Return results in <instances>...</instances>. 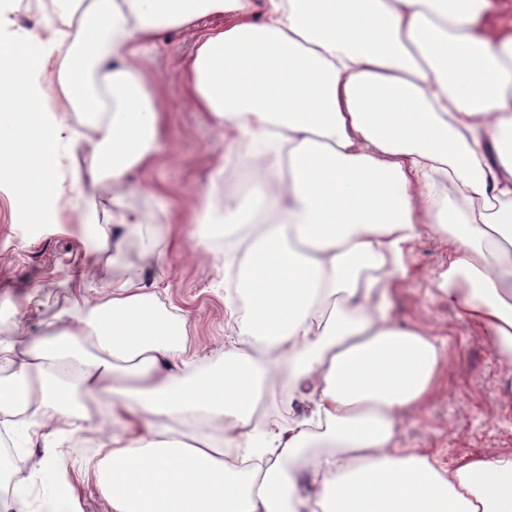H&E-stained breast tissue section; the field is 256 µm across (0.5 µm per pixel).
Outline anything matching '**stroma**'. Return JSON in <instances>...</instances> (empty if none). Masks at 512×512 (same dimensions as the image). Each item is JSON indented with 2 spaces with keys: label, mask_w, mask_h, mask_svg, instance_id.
<instances>
[{
  "label": "stroma",
  "mask_w": 512,
  "mask_h": 512,
  "mask_svg": "<svg viewBox=\"0 0 512 512\" xmlns=\"http://www.w3.org/2000/svg\"><path fill=\"white\" fill-rule=\"evenodd\" d=\"M48 26L43 0H0V37ZM196 36L190 26L165 29L142 55L145 77L167 122L154 168L132 172L124 189L106 182L85 185L83 192L99 200L118 197L146 223L162 227L171 244L161 266L145 268L144 280L157 285L168 310L186 316L189 351L202 357L223 351L236 326L224 306V259L205 247L192 218L206 196L223 198L225 183L236 182L241 190L246 184L238 180L233 163L223 182L214 183V171L224 159V134L184 98L183 62L194 51ZM0 155L13 162L10 168L0 167V340H7L18 318L30 335H37L40 320L64 304L70 280L103 255L82 224L83 205L63 184L64 168L53 174L63 189L58 205L51 206L24 191L29 175L41 166L39 153L19 154L8 146ZM456 250L450 237L424 230L412 247L394 310L396 319L448 339L446 367L434 395L401 430L407 447L429 449L447 463L512 448V382L505 380L484 330L459 320L447 304L427 294L431 279ZM68 472L82 512H112L93 467L80 461Z\"/></svg>",
  "instance_id": "stroma-1"
}]
</instances>
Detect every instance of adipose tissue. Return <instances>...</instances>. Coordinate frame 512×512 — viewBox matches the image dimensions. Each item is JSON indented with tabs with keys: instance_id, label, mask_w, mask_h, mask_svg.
<instances>
[{
	"instance_id": "ef3b65f1",
	"label": "adipose tissue",
	"mask_w": 512,
	"mask_h": 512,
	"mask_svg": "<svg viewBox=\"0 0 512 512\" xmlns=\"http://www.w3.org/2000/svg\"><path fill=\"white\" fill-rule=\"evenodd\" d=\"M492 7L89 0L61 28L23 35L29 57L0 86L18 85L32 142L58 157L84 145L93 163L69 168L72 187L119 188L154 167L165 132L142 49L222 18L197 36L184 96L262 190L196 217L228 274L238 337L221 355L189 354L186 318L119 263L79 276L22 349L0 346V447L26 475L0 512H56L74 458L94 463L112 512H512V448L445 465L402 446L445 342L392 315L423 228L450 235L435 290L485 329L512 378V35L488 34ZM52 64L59 105L43 82ZM84 221L114 253L164 250L137 211ZM278 372L282 415L256 428L255 398ZM301 398L313 409L297 418ZM200 424L199 445L179 440Z\"/></svg>"
}]
</instances>
